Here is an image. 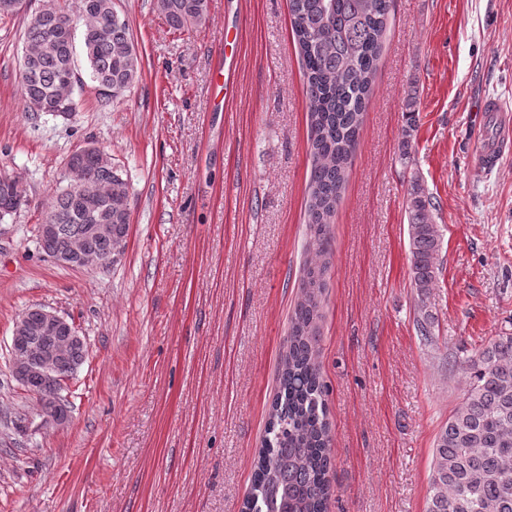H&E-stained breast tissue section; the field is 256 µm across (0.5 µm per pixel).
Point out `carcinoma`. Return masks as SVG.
Instances as JSON below:
<instances>
[{
  "mask_svg": "<svg viewBox=\"0 0 512 512\" xmlns=\"http://www.w3.org/2000/svg\"><path fill=\"white\" fill-rule=\"evenodd\" d=\"M393 0H289L292 31L306 79L310 109L307 224L318 253L328 254L329 224L340 198L349 160L358 144L364 114ZM174 30L205 19L208 0H156ZM81 28L72 26L65 0H42L29 13L23 31L21 96L32 114L75 112L78 101L67 78L79 74L76 43H81L97 103L103 109L138 81L140 58L128 22L113 0H80ZM417 93L404 98L405 122L399 133V160L413 161ZM70 183L46 208L44 221L56 234L36 238L47 256L71 239L89 235L94 224L112 225V238L98 237L94 249L110 250L128 234L129 185L112 167V157L90 149ZM26 183L0 175V223L28 206ZM414 288L424 296L436 278L441 237L436 205L418 177L406 196ZM327 265L308 269L279 370L266 436L258 452L251 492L242 512H326L331 494V437L325 390L317 359L322 276ZM417 333L433 336L425 310L414 318ZM57 352L56 368L69 374L83 363L86 346L68 336L32 335L38 358ZM462 367L468 383L460 404L435 439L427 512H512V333L502 332L465 360L448 358V370Z\"/></svg>",
  "mask_w": 512,
  "mask_h": 512,
  "instance_id": "obj_1",
  "label": "carcinoma"
}]
</instances>
